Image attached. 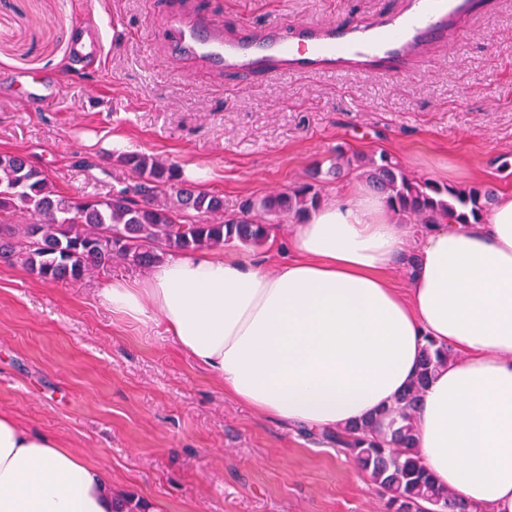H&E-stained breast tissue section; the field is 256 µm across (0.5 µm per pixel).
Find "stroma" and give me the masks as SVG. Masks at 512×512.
<instances>
[{
	"label": "stroma",
	"instance_id": "35a3bbf8",
	"mask_svg": "<svg viewBox=\"0 0 512 512\" xmlns=\"http://www.w3.org/2000/svg\"><path fill=\"white\" fill-rule=\"evenodd\" d=\"M225 27L288 20L360 22L399 0H210ZM167 0H0V153L27 156L72 195L111 194L130 172L102 143L205 167L201 190L242 200L308 180L336 148L386 153L410 175L512 192V0H482L418 78L351 72L255 77L168 57ZM103 48L84 67L70 46L81 20ZM60 78L48 106L9 93L22 75ZM113 261L44 283L0 261V412L58 436L151 512H390L335 445L257 414L181 353L159 320L113 314L103 287L141 277Z\"/></svg>",
	"mask_w": 512,
	"mask_h": 512
}]
</instances>
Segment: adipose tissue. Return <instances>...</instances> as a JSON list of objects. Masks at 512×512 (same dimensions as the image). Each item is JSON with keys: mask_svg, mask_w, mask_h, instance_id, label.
<instances>
[{"mask_svg": "<svg viewBox=\"0 0 512 512\" xmlns=\"http://www.w3.org/2000/svg\"><path fill=\"white\" fill-rule=\"evenodd\" d=\"M409 252L400 288L387 272ZM103 297L121 318L158 316L236 402L316 431L385 417L424 348H449L418 407L419 453L465 503L512 512V193L483 223L416 228L353 187L298 225L274 270L196 252ZM112 510L102 470L0 413V512Z\"/></svg>", "mask_w": 512, "mask_h": 512, "instance_id": "ef3b65f1", "label": "adipose tissue"}]
</instances>
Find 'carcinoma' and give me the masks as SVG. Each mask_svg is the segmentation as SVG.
Here are the masks:
<instances>
[{"label":"carcinoma","instance_id":"carcinoma-1","mask_svg":"<svg viewBox=\"0 0 512 512\" xmlns=\"http://www.w3.org/2000/svg\"><path fill=\"white\" fill-rule=\"evenodd\" d=\"M109 160L132 173L131 182L108 196H72L19 154L0 153V259L18 261L47 283L77 280L120 258L148 267L166 253H188L239 243L264 244L285 219L303 221L324 200L323 178L355 175L382 196L405 223L438 224L448 214L477 224L497 201L491 186L457 187L409 176L383 154L342 150L329 167H316L311 181L276 195L245 199L235 216H224V197L198 189L178 164L143 152L112 153ZM17 211L26 224H13ZM450 350L424 349L412 386L391 410L387 429L366 419L317 434L342 448L387 497L394 512H467L455 494L435 483L416 451L415 409L420 392ZM116 512H148V504L117 495Z\"/></svg>","mask_w":512,"mask_h":512}]
</instances>
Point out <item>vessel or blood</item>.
Returning <instances> with one entry per match:
<instances>
[{
    "label": "vessel or blood",
    "mask_w": 512,
    "mask_h": 512,
    "mask_svg": "<svg viewBox=\"0 0 512 512\" xmlns=\"http://www.w3.org/2000/svg\"><path fill=\"white\" fill-rule=\"evenodd\" d=\"M478 0H402L400 10L373 22L348 25L305 22L271 23L236 34L200 12L176 17L163 40L171 56L202 63L216 74L241 77H308L345 72L386 74L400 80L418 75L416 59L430 46L447 40L460 21L474 13ZM95 22L81 26L72 46L73 58L89 62L101 54ZM58 83L45 77L27 91L31 103L54 101Z\"/></svg>",
    "instance_id": "vessel-or-blood-1"
}]
</instances>
